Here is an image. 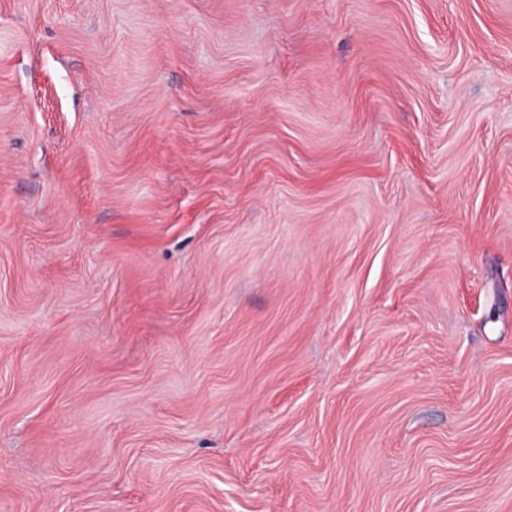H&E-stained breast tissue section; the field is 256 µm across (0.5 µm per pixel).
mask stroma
<instances>
[{
	"label": "stroma",
	"instance_id": "stroma-1",
	"mask_svg": "<svg viewBox=\"0 0 512 512\" xmlns=\"http://www.w3.org/2000/svg\"><path fill=\"white\" fill-rule=\"evenodd\" d=\"M0 512H512V0H0Z\"/></svg>",
	"mask_w": 512,
	"mask_h": 512
}]
</instances>
